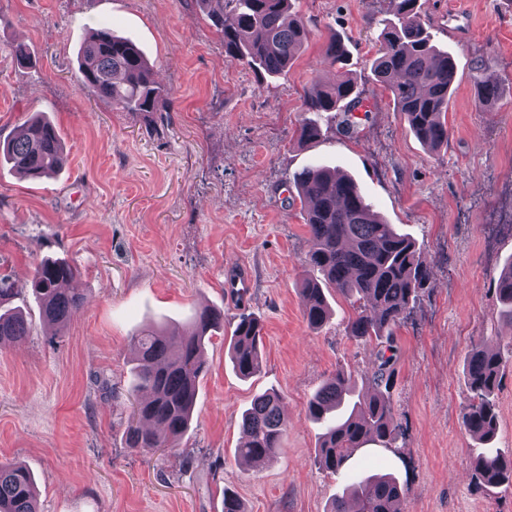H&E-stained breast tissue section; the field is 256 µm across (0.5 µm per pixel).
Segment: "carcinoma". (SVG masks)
I'll list each match as a JSON object with an SVG mask.
<instances>
[{"mask_svg": "<svg viewBox=\"0 0 512 512\" xmlns=\"http://www.w3.org/2000/svg\"><path fill=\"white\" fill-rule=\"evenodd\" d=\"M220 36L224 55L248 66L259 78L284 74L308 38L303 20L292 11V0H198ZM391 17L377 20L380 44L372 60L375 80L387 88L411 131L430 151L448 144V112L456 66L448 51L432 43L418 0H388ZM348 50L340 36L330 38L325 61L336 68V81L306 97L300 140L323 135L327 112H349L361 92L346 68ZM81 84L98 102L121 112H135L148 121L166 103L168 91L156 80L139 47L101 25L90 31L79 56ZM498 79L480 80V97L496 99ZM23 177L40 181L58 174L66 164L58 128L40 115L27 120L13 138L0 144V162ZM312 248L305 262L321 274L302 283L303 313L309 328L329 320L326 291L333 289L354 308L348 335L357 341L386 339L378 352L369 396L356 393L352 373L338 370L308 401L310 418L323 432L315 464L329 472L342 470L356 448L370 440L387 442L397 429L390 401L379 391L389 387L391 341L410 304L429 279L415 243L393 224L380 219L349 177L329 167L306 168L294 177ZM78 269L63 259L45 257L34 268L30 291L42 317L65 327L83 304L73 287ZM495 292L503 316L512 326V265L497 281ZM224 326V315L201 308L184 331L166 333L148 327L134 339L137 390L127 429L128 447L175 448L193 414L199 380L206 367L205 338ZM30 334L22 315L0 309V344ZM262 326L253 315L239 318L229 339L233 369L242 378L258 374L263 365ZM506 365L500 352L476 345L466 358L469 396L462 424L475 439L487 442L497 429L491 395ZM288 418L275 392L257 395L241 419L245 441L237 457L268 463L277 459ZM473 477L484 485H512V455L482 453L473 462ZM406 490L388 475L368 476L351 483L331 502L327 512H401ZM0 512H39L31 472L20 463H0Z\"/></svg>", "mask_w": 512, "mask_h": 512, "instance_id": "cac0c4a2", "label": "carcinoma"}]
</instances>
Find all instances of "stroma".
<instances>
[{"label":"stroma","instance_id":"35a3bbf8","mask_svg":"<svg viewBox=\"0 0 512 512\" xmlns=\"http://www.w3.org/2000/svg\"><path fill=\"white\" fill-rule=\"evenodd\" d=\"M387 8L295 0L308 40L286 74L260 80L225 57L196 0H0V141L42 112L68 154L43 182L0 168V271L19 287L11 304L31 329L0 345V462L33 472L41 512H223L227 490L247 512H326L347 485L377 473L407 486L405 512H512V488L472 480L481 445L461 422L467 354L512 341L494 291L512 264V0H425L433 39L456 65L448 145L437 153L371 72ZM102 24L143 50L169 92L163 120L113 111L81 86L80 43ZM334 34L361 101L304 144L303 101L335 77L324 60ZM20 42L33 66L13 61ZM483 74L500 79L491 106L477 95ZM314 163L347 173L415 239L429 272L394 337L398 435L358 449L335 474L314 462L322 429L307 401L339 369L370 392L380 346L349 338L350 306L338 294L321 330L303 317L312 242L291 179ZM45 257L80 271L84 305L61 330L25 289ZM243 265L253 288L241 302L224 284ZM206 304L223 310L224 329L206 343L188 431L175 448L128 447L133 336L183 329ZM242 314L264 325L262 370L248 379L227 354ZM267 390L281 396L288 431L277 460L251 468L235 454L241 416Z\"/></svg>","mask_w":512,"mask_h":512}]
</instances>
